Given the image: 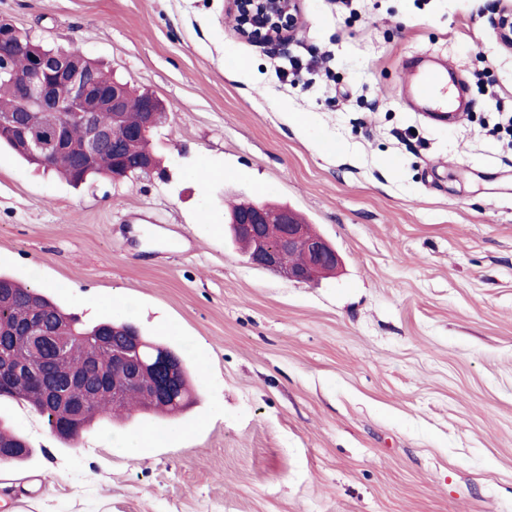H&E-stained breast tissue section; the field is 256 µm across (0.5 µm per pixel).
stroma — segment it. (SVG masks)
<instances>
[{
    "instance_id": "obj_1",
    "label": "stroma",
    "mask_w": 512,
    "mask_h": 512,
    "mask_svg": "<svg viewBox=\"0 0 512 512\" xmlns=\"http://www.w3.org/2000/svg\"><path fill=\"white\" fill-rule=\"evenodd\" d=\"M495 0H302L287 46L224 0H0V21L160 99L163 176L74 188L0 151V271L91 325L123 314L203 372L168 437L51 434L0 465V512H512V52ZM448 65L447 123L402 98ZM296 210L338 252L310 284L251 265L241 202ZM117 297L118 306L105 305Z\"/></svg>"
}]
</instances>
